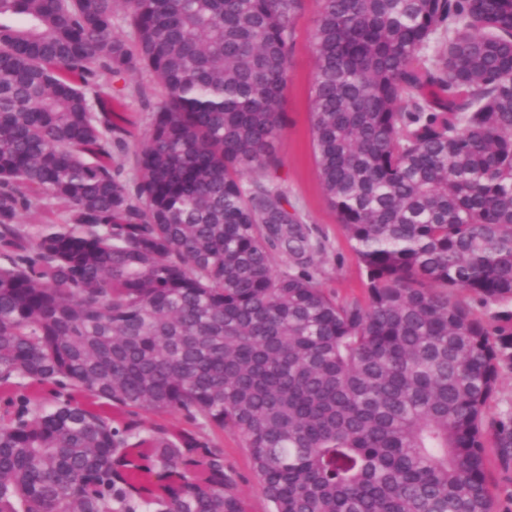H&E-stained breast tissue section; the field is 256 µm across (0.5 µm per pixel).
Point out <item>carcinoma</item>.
<instances>
[{"label": "carcinoma", "mask_w": 512, "mask_h": 512, "mask_svg": "<svg viewBox=\"0 0 512 512\" xmlns=\"http://www.w3.org/2000/svg\"><path fill=\"white\" fill-rule=\"evenodd\" d=\"M304 2L0 0V512H245L226 431L271 512H512V0H316L343 301L276 182ZM487 467L491 489L496 496L503 499L507 490H512V467L509 470L502 469L491 448H488Z\"/></svg>", "instance_id": "obj_1"}]
</instances>
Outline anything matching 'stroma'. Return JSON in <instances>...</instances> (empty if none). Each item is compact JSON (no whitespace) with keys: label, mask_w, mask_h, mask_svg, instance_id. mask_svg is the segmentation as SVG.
I'll return each mask as SVG.
<instances>
[{"label":"stroma","mask_w":512,"mask_h":512,"mask_svg":"<svg viewBox=\"0 0 512 512\" xmlns=\"http://www.w3.org/2000/svg\"><path fill=\"white\" fill-rule=\"evenodd\" d=\"M316 14L314 0H306L295 25V43L289 62V81L285 94L288 124L278 144L281 166L277 172L307 224L314 227L324 242L320 256L322 280L336 299L364 298L366 275L354 251L353 243L329 206L318 178L310 127V90L315 70V56L309 34ZM224 464L237 481L246 512H269L252 470L242 439L235 434L224 436Z\"/></svg>","instance_id":"obj_1"}]
</instances>
